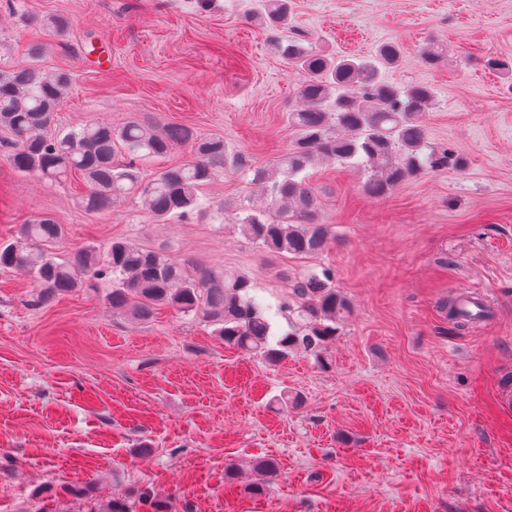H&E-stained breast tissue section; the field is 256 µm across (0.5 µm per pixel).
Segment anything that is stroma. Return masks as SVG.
Instances as JSON below:
<instances>
[{
    "label": "stroma",
    "mask_w": 512,
    "mask_h": 512,
    "mask_svg": "<svg viewBox=\"0 0 512 512\" xmlns=\"http://www.w3.org/2000/svg\"><path fill=\"white\" fill-rule=\"evenodd\" d=\"M272 26L259 0H20L0 6V68L42 48L72 84L58 130L137 118L223 138L255 167L287 152L305 79L274 51L296 40L330 56L397 43L385 80L428 84L429 142L464 169L426 172L382 199L347 164L307 171L330 243L273 254L231 216L259 196L242 170L207 186L204 213L156 222L131 199L83 209L81 177L49 182L9 164L0 131V242L52 217L55 251L125 238L175 262L249 278L288 329L292 286L329 270L348 302L326 344L329 368L293 353L279 365L225 346L211 326L160 307L148 321L113 310L106 286L32 303L23 271L0 268V512H512V0H287ZM69 19L60 37L30 16ZM448 58L425 65L428 43ZM484 291L487 320L458 327L448 303ZM300 407L278 404L280 393ZM274 459L266 491L254 465ZM83 488L82 497L72 488Z\"/></svg>",
    "instance_id": "obj_1"
}]
</instances>
